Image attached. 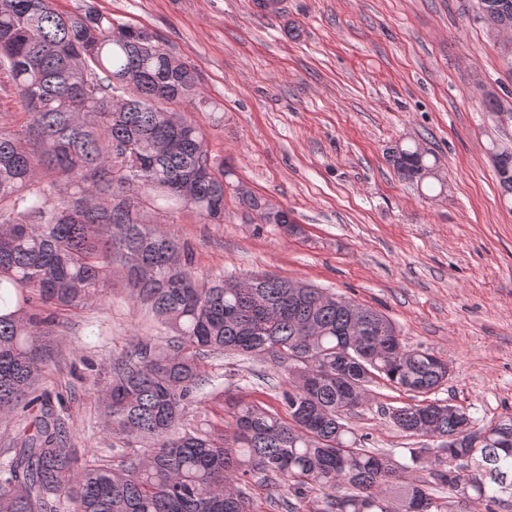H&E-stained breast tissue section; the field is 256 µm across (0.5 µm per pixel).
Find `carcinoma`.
Here are the masks:
<instances>
[{"label": "carcinoma", "mask_w": 512, "mask_h": 512, "mask_svg": "<svg viewBox=\"0 0 512 512\" xmlns=\"http://www.w3.org/2000/svg\"><path fill=\"white\" fill-rule=\"evenodd\" d=\"M481 6L485 19L512 23V0ZM0 69L29 116L21 133L0 121V412L39 404L22 448L0 466V512H54L56 498L73 512H250L234 484L252 478L287 488L275 503L286 512L305 502L310 512H448L433 490L459 485L487 512L512 497V415L477 428L439 400L389 407L400 431L442 439L407 449L405 464L349 424L370 385L426 394L447 383V360L406 346L386 315L325 288L267 275L201 282L190 248L143 223L145 204L162 202L222 224L230 190L261 223L302 233L288 210L269 216L263 197L231 181L202 127L172 109L223 119L189 65L108 15L0 0ZM496 157L512 196V151ZM389 158L418 186L439 164L418 144ZM116 264L135 303L173 336L138 340L99 390L111 429L146 452L78 468L63 419L33 386L55 310L99 300ZM207 353L271 362L285 376L283 410L240 400L222 438L184 425ZM408 469L427 476L410 480Z\"/></svg>", "instance_id": "1"}]
</instances>
